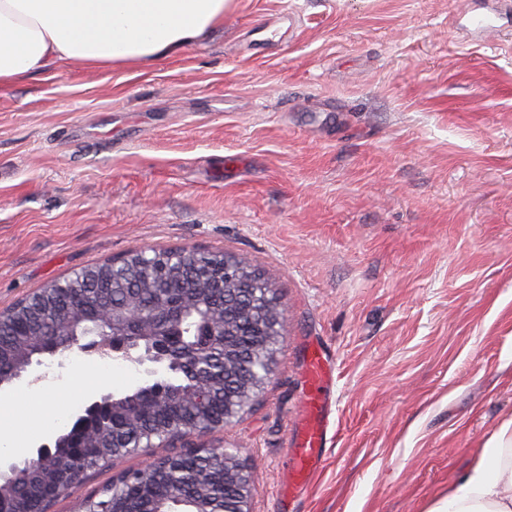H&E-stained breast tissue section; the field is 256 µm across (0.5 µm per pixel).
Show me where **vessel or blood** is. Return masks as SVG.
I'll return each mask as SVG.
<instances>
[{"label":"vessel or blood","mask_w":512,"mask_h":512,"mask_svg":"<svg viewBox=\"0 0 512 512\" xmlns=\"http://www.w3.org/2000/svg\"><path fill=\"white\" fill-rule=\"evenodd\" d=\"M462 26L466 36H490L512 26V0H468L462 12ZM309 383L313 391L309 397L306 420L295 438L289 478L293 489H301L322 462V452L328 441L329 421L326 416L331 400L333 380L326 367L323 350L309 354Z\"/></svg>","instance_id":"obj_1"}]
</instances>
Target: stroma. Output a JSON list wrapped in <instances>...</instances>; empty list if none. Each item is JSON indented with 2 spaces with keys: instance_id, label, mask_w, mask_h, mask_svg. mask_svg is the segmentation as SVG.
Returning a JSON list of instances; mask_svg holds the SVG:
<instances>
[{
  "instance_id": "1",
  "label": "stroma",
  "mask_w": 512,
  "mask_h": 512,
  "mask_svg": "<svg viewBox=\"0 0 512 512\" xmlns=\"http://www.w3.org/2000/svg\"><path fill=\"white\" fill-rule=\"evenodd\" d=\"M463 0H233L206 42L0 90V311L135 249L245 258L285 316L252 408L192 436L238 455L252 512H424L512 416V28ZM292 12V41L251 40ZM335 366L320 468L289 494L311 346ZM43 356L77 418L149 384ZM169 447L92 473L54 512ZM512 4L509 0H497L491 6L477 0L467 1L465 9L454 16L466 18V24L458 23L456 26L468 38L480 34L484 38L510 27Z\"/></svg>"
}]
</instances>
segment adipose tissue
Wrapping results in <instances>:
<instances>
[{
	"label": "adipose tissue",
	"mask_w": 512,
	"mask_h": 512,
	"mask_svg": "<svg viewBox=\"0 0 512 512\" xmlns=\"http://www.w3.org/2000/svg\"><path fill=\"white\" fill-rule=\"evenodd\" d=\"M231 0H0V89L50 66L142 63L204 40ZM425 512H512V418Z\"/></svg>",
	"instance_id": "adipose-tissue-1"
}]
</instances>
